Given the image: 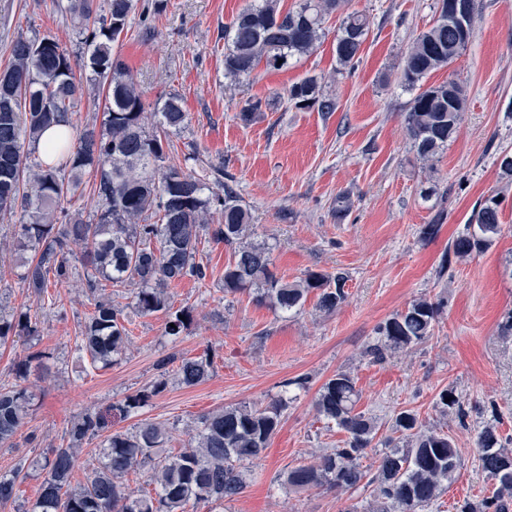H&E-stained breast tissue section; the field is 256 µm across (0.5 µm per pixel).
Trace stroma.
Instances as JSON below:
<instances>
[{"instance_id":"obj_1","label":"stroma","mask_w":512,"mask_h":512,"mask_svg":"<svg viewBox=\"0 0 512 512\" xmlns=\"http://www.w3.org/2000/svg\"><path fill=\"white\" fill-rule=\"evenodd\" d=\"M247 2L167 0L151 20L153 36L132 23L115 51L147 103L169 94L183 101L188 122L172 138L169 164L201 175L222 167L251 212L254 240L271 246L278 276L291 282L311 271L342 272L347 299L326 314L312 294L300 314L289 315L248 293L225 294L231 252L205 237L199 245L205 279L186 278L168 288L174 308L192 314L187 329L170 340L164 315L137 314L125 293H113L131 342L115 364L95 369L76 350L93 309L83 277L72 274L43 299L29 295L19 275L33 253L17 249L12 239L21 217L0 216V310L37 316L36 335L0 348V383L13 381L14 365L32 353L46 356L43 372L28 380L35 400L24 426L13 447H0V475L22 461L32 464L17 482L14 501L0 512H31L43 479L37 464L65 444L77 415L151 388L161 376L165 390L138 413L113 417L112 427L130 431L144 419L164 423L174 454L204 413L287 400L268 448L249 466L244 493L232 502L198 505L197 512H344L353 504L369 512V489L297 491L284 482L291 468L343 447L345 433L314 408L322 384L340 371L354 377L357 408L375 418L378 437L389 435L397 413L409 411L452 438L461 466L426 512H455L456 505L493 489L479 465L476 436L491 426L512 438V335L501 333L512 314V182L501 179L496 164L500 150L512 149V0H476L467 47L448 68L427 77L430 85L456 79L466 96L457 136L429 162L417 157L407 135L403 115L412 94L398 77L407 47L432 22L437 0H346L344 11L328 17L326 38L315 52L283 70L258 66L234 85L224 76V26ZM354 10L369 17L370 28L355 69L343 71L335 35L344 12ZM47 32L75 50L73 28L55 0H0V67L17 35ZM312 75L322 77L335 112H300L279 103L289 86ZM250 97L268 106L246 125L238 113ZM429 185L436 195L422 198L421 187ZM494 191L502 197L500 233L489 248L439 275L449 242ZM341 194L351 208L339 219L333 209ZM439 212L438 235L423 239L422 225ZM422 297L442 305L433 335L373 361L367 348L378 325ZM171 354L211 356L210 378L182 386L175 363L158 369ZM445 389L459 397L465 418L439 412L436 399Z\"/></svg>"}]
</instances>
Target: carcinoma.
I'll list each match as a JSON object with an SVG mask.
<instances>
[{"label": "carcinoma", "mask_w": 512, "mask_h": 512, "mask_svg": "<svg viewBox=\"0 0 512 512\" xmlns=\"http://www.w3.org/2000/svg\"><path fill=\"white\" fill-rule=\"evenodd\" d=\"M470 10L466 35L448 19L449 0H438L437 18L412 39L402 59L401 85L415 95L404 115L405 128L417 156L433 159L457 134L465 108L462 86L453 79L426 86L423 79L444 69L460 56L458 41L470 39L476 11ZM59 0L62 13L77 32L81 51L76 59L56 36L19 35L8 64L0 69V215L21 207L25 222L15 225L17 243L32 248L22 280L36 298L46 293L50 280L59 284L72 273L70 245L80 242L78 257L94 308L76 349L90 365L105 368L130 343L123 309L105 294L108 287L128 288L132 307L141 315H167L165 334L176 337L187 328L190 312L172 310L168 286L186 277L203 279L205 268L197 259L201 236L224 242L232 258L224 266V293L251 291L255 300L276 313L297 314L307 295L319 291L317 307L332 313L347 298V276L311 272L288 282L273 270L272 248L250 240L251 214L228 185L224 193L210 189L192 171L165 164L171 136L185 128L187 112L181 98L171 94L147 113L143 92L113 45L127 33L132 18L146 23L165 9V0ZM340 7V0H298L286 10L281 0H251L224 26V76L240 80L260 64L288 68L289 61L313 52L325 37V17ZM369 30L367 16L347 14L336 34L335 53L343 69L354 67ZM88 73L91 92L107 87L109 105L101 127L75 124V104L82 95L74 67ZM286 105L297 110H336L333 97L322 90L321 79L308 76L293 83ZM260 99H247L239 118L253 122L262 112ZM63 130L50 144L57 161L27 163L42 134ZM96 173L88 217L68 205L82 196L83 175ZM500 232L499 200L493 195L475 209L465 232L448 243L438 274L444 276L452 260L488 248ZM441 303L426 298L381 323L378 341L369 355L382 361L390 352L405 350L433 335ZM184 319H179V316ZM35 333L31 315L0 312V347L16 336ZM212 373L210 358L182 359L178 380L185 386L206 381ZM166 382L150 391L127 396L112 412H85L68 430L66 446L55 448L43 466L45 475L33 512H188L206 502L237 499L247 487L245 465L260 457L276 433L286 401L267 405L228 406L202 415L189 434L187 445L175 455H164V424L143 421L131 432H109L110 414L127 417ZM450 401H445V398ZM360 393L351 374L338 372L319 389L315 408L327 423L346 433L341 448L322 453L315 461L288 471L285 482L296 489L323 488L346 493L364 484L372 488V512H422L439 497L444 482L454 478L461 461L452 438L426 429L418 417L403 411L391 426L394 436L384 442L387 451L375 471L361 465L372 447L377 428L372 418L356 410ZM34 401L29 387L0 385V445L13 444ZM436 406L443 414H462L460 400L451 391L439 393ZM105 434L98 466L84 484H72L81 446ZM481 469L495 481L491 495L466 500L456 512H512V450L492 427L477 436ZM151 463L152 490L128 491L124 478ZM23 467L0 475V505L14 500Z\"/></svg>", "instance_id": "obj_1"}]
</instances>
